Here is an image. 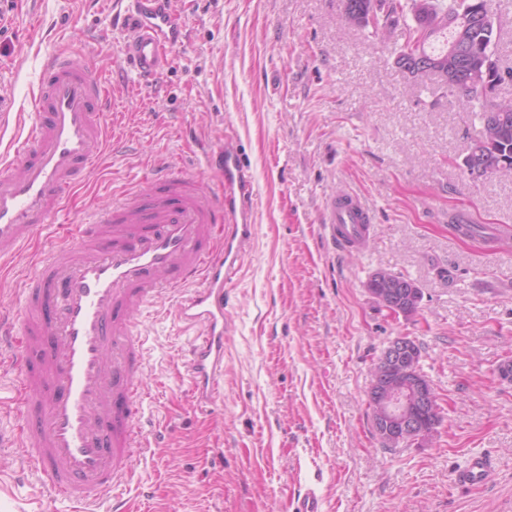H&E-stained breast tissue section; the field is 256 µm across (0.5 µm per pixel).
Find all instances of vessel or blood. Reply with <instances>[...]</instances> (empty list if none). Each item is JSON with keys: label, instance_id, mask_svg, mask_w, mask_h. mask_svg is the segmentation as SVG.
<instances>
[{"label": "vessel or blood", "instance_id": "b4317fda", "mask_svg": "<svg viewBox=\"0 0 512 512\" xmlns=\"http://www.w3.org/2000/svg\"><path fill=\"white\" fill-rule=\"evenodd\" d=\"M125 61L147 82L183 45L172 0H132ZM109 93L59 54L46 64L23 133L0 154V261L13 260L49 224L102 158ZM220 189L158 160L130 190L71 225L23 275L12 307L0 306V374H11L14 427L0 447L19 451L51 503L76 512H127L124 487L156 438L144 430V338L134 319L174 301L176 318L201 334L188 352L193 403L214 404L229 329L225 296L251 247V191L237 145H200ZM324 232L340 252L363 251L374 227L362 197L326 204ZM490 460L472 456L456 479L480 485Z\"/></svg>", "mask_w": 512, "mask_h": 512}]
</instances>
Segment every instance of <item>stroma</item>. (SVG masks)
I'll return each mask as SVG.
<instances>
[{
    "label": "stroma",
    "mask_w": 512,
    "mask_h": 512,
    "mask_svg": "<svg viewBox=\"0 0 512 512\" xmlns=\"http://www.w3.org/2000/svg\"><path fill=\"white\" fill-rule=\"evenodd\" d=\"M115 0H12L0 33V108L29 112L47 58L65 52L108 83L132 133L73 197L66 223L107 207L150 162L219 187L189 158L194 141L238 147L252 187L254 244L229 298L224 383L200 413L188 393L195 336L171 300L141 312L161 444L125 495L130 512H290L316 485L324 512H512V175L472 178L463 160L482 131L465 99L414 81L387 40L347 26L343 0H176L187 30L161 79L125 68ZM350 190L373 211L365 251L332 252L326 199ZM460 215L485 236L458 234ZM54 230L0 268V305ZM380 269L414 280L405 318L367 289ZM414 338L442 422L431 439L386 448L368 405L389 340ZM492 463L480 487L454 484L471 455ZM0 512H48L39 482L0 452Z\"/></svg>",
    "instance_id": "obj_1"
}]
</instances>
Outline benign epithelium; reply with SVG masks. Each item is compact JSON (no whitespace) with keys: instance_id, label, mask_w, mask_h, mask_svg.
<instances>
[{"instance_id":"1","label":"benign epithelium","mask_w":512,"mask_h":512,"mask_svg":"<svg viewBox=\"0 0 512 512\" xmlns=\"http://www.w3.org/2000/svg\"><path fill=\"white\" fill-rule=\"evenodd\" d=\"M461 30L474 36L473 26L491 27L495 17L489 8L478 11L475 18L460 20ZM437 78L448 77L456 81L477 82L479 71L457 67L450 75L445 71H432ZM379 288L369 293L381 307L404 317L414 315L420 306L421 291L410 281L395 280L389 272L378 271L371 276ZM418 345L408 336L390 340L381 352L372 372L368 396L378 403L379 412L373 419L374 430L385 446L397 447L404 443H419L432 436L426 422L436 412V396L428 379L419 370Z\"/></svg>"}]
</instances>
